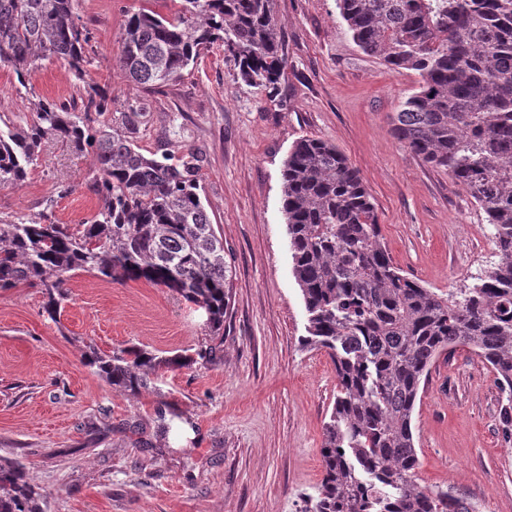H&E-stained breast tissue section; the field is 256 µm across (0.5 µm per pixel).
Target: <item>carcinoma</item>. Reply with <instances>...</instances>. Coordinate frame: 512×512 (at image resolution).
<instances>
[{
    "label": "carcinoma",
    "mask_w": 512,
    "mask_h": 512,
    "mask_svg": "<svg viewBox=\"0 0 512 512\" xmlns=\"http://www.w3.org/2000/svg\"><path fill=\"white\" fill-rule=\"evenodd\" d=\"M163 2L171 15L144 5L128 12L116 61L132 81L167 86L201 51L221 44L247 86L277 89L286 57L273 0ZM75 3L0 0V64L20 83L50 57L84 79L90 33ZM336 6L365 54L421 76L391 117L393 135L468 189L493 227L497 261L446 297L424 287L394 265L375 205L336 146L316 138L292 146L282 167V212L307 316L301 344L325 350L336 370L313 512H478L465 497L418 484L412 419L431 366L467 346L506 394L500 426L512 440V0ZM146 112L138 102L114 113L112 98L91 86L83 113L42 97L23 126L0 116V188L23 186L51 138L92 151L87 190L98 200L76 233L46 214L30 224L0 218V289L40 282L54 317L78 271L143 279L206 311L218 333L232 273L223 238L201 200L193 154L138 151L132 134ZM87 361L110 384L137 393L159 370L193 359L91 347ZM0 512H39L19 464L0 463Z\"/></svg>",
    "instance_id": "1"
}]
</instances>
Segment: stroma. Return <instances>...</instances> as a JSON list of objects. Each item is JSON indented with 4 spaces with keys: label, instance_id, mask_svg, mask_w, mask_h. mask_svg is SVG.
<instances>
[{
    "label": "stroma",
    "instance_id": "obj_1",
    "mask_svg": "<svg viewBox=\"0 0 512 512\" xmlns=\"http://www.w3.org/2000/svg\"><path fill=\"white\" fill-rule=\"evenodd\" d=\"M139 4L79 0L91 33L85 79L57 59L22 84L0 66V115L28 119L41 97L84 110L88 82L118 110L147 100L133 135L141 153L200 160V196L233 270L224 330L214 335L203 310L143 280L77 274L56 320L38 283L0 290V462L25 465L41 512H309L336 371L325 351L300 344L306 312L282 213L289 150L304 137L336 145L372 198L394 264L437 293L490 268L493 228L463 185L395 139L390 117L421 78L363 53L336 0H273L287 65L272 95L245 86L218 44L160 90L128 81L114 56ZM91 172L90 154L46 142L26 183L0 189V216L37 218L64 181L71 192L53 215L78 226L98 206ZM90 343L195 362L160 370L134 395L85 364ZM205 348L210 360L197 359ZM504 400L468 347L434 363L413 415L422 486L512 512Z\"/></svg>",
    "mask_w": 512,
    "mask_h": 512
}]
</instances>
